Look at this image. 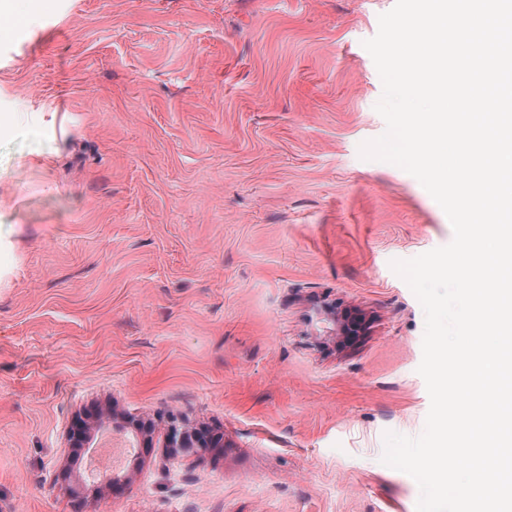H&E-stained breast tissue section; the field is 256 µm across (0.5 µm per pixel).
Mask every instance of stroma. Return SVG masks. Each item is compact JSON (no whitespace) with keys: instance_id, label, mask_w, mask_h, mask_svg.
<instances>
[{"instance_id":"stroma-1","label":"stroma","mask_w":512,"mask_h":512,"mask_svg":"<svg viewBox=\"0 0 512 512\" xmlns=\"http://www.w3.org/2000/svg\"><path fill=\"white\" fill-rule=\"evenodd\" d=\"M395 0H68L0 43V512H416L423 308L390 267L453 239L401 168L364 40ZM64 117L24 157L34 116ZM366 314L339 349L321 303ZM155 422L113 499L57 481L85 407ZM223 447L177 456L166 417Z\"/></svg>"}]
</instances>
